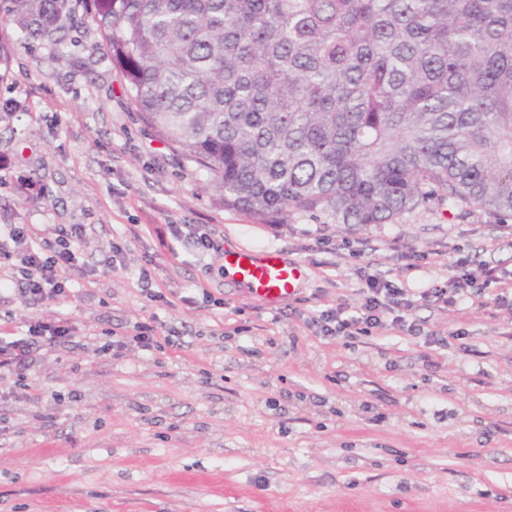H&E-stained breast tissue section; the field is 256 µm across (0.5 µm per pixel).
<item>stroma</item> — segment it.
<instances>
[{
  "mask_svg": "<svg viewBox=\"0 0 512 512\" xmlns=\"http://www.w3.org/2000/svg\"><path fill=\"white\" fill-rule=\"evenodd\" d=\"M93 12L77 0L62 62L0 9V225L38 239L84 225L95 269L62 300L0 293V329L66 316L80 338L40 356L27 391L0 378V512H512V318L497 302L512 227L433 203L368 226L225 208L140 120ZM233 246L276 248L305 278L259 302L224 273ZM365 273L415 296L463 273L480 289L416 296L409 332L322 337L312 318L357 306ZM144 323L158 348L104 352Z\"/></svg>",
  "mask_w": 512,
  "mask_h": 512,
  "instance_id": "stroma-1",
  "label": "stroma"
}]
</instances>
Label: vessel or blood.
<instances>
[{
  "mask_svg": "<svg viewBox=\"0 0 512 512\" xmlns=\"http://www.w3.org/2000/svg\"><path fill=\"white\" fill-rule=\"evenodd\" d=\"M223 261L225 272L243 293L269 305L292 296L303 275L300 264L285 261L273 248H230Z\"/></svg>",
  "mask_w": 512,
  "mask_h": 512,
  "instance_id": "obj_1",
  "label": "vessel or blood"
}]
</instances>
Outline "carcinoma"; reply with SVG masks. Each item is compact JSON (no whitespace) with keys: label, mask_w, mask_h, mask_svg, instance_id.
Returning a JSON list of instances; mask_svg holds the SVG:
<instances>
[{"label":"carcinoma","mask_w":512,"mask_h":512,"mask_svg":"<svg viewBox=\"0 0 512 512\" xmlns=\"http://www.w3.org/2000/svg\"><path fill=\"white\" fill-rule=\"evenodd\" d=\"M51 40L72 0H11ZM141 119L224 207L386 224L512 217V0H94Z\"/></svg>","instance_id":"obj_1"}]
</instances>
